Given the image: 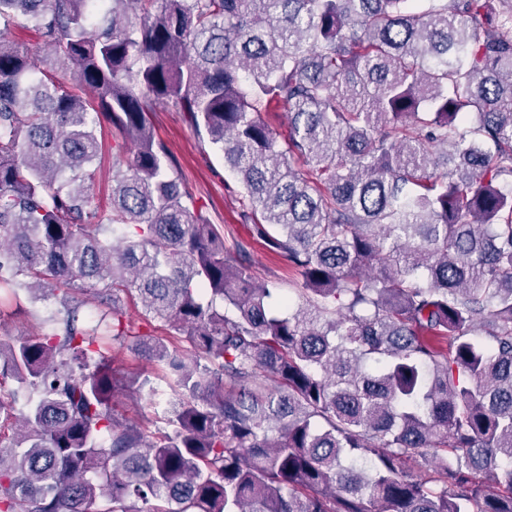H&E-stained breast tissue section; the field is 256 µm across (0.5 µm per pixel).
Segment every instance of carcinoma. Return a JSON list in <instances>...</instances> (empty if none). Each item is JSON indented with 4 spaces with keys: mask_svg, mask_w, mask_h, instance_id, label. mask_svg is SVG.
Listing matches in <instances>:
<instances>
[{
    "mask_svg": "<svg viewBox=\"0 0 512 512\" xmlns=\"http://www.w3.org/2000/svg\"><path fill=\"white\" fill-rule=\"evenodd\" d=\"M18 13L0 315L79 282L99 316L0 343V512H512V0H0V27ZM156 103L223 156L298 300L182 202ZM129 340L164 384L114 367ZM4 36L7 40L28 47H35L36 40L31 31V22L23 15L16 16L9 28L5 30ZM97 135L102 136L104 149L103 160L100 170L96 171L95 177L90 185V194L93 198L95 205L106 206L112 191V137L110 134V126L103 123L101 127L97 128ZM110 169V172H109ZM116 409L132 421L153 419L154 408L148 405L144 400L136 398H120L116 403Z\"/></svg>",
    "mask_w": 512,
    "mask_h": 512,
    "instance_id": "carcinoma-1",
    "label": "carcinoma"
}]
</instances>
